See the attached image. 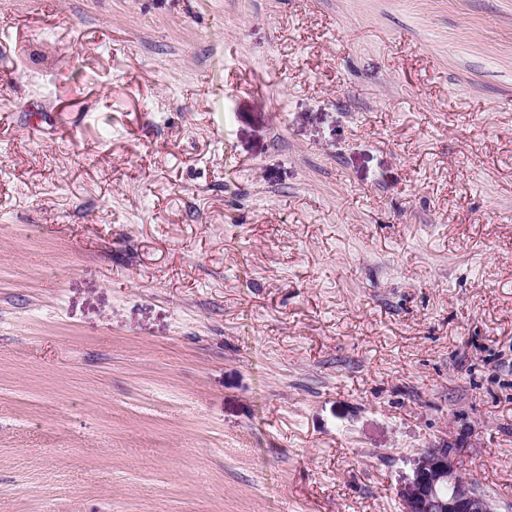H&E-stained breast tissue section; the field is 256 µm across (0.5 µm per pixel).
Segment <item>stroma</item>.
Wrapping results in <instances>:
<instances>
[{"label":"stroma","mask_w":512,"mask_h":512,"mask_svg":"<svg viewBox=\"0 0 512 512\" xmlns=\"http://www.w3.org/2000/svg\"><path fill=\"white\" fill-rule=\"evenodd\" d=\"M512 512V0H0V512ZM448 482V496L439 491ZM402 512H493L492 500L460 476L446 448H428L397 489Z\"/></svg>","instance_id":"stroma-1"}]
</instances>
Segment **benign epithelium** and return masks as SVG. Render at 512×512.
Wrapping results in <instances>:
<instances>
[{
	"mask_svg": "<svg viewBox=\"0 0 512 512\" xmlns=\"http://www.w3.org/2000/svg\"><path fill=\"white\" fill-rule=\"evenodd\" d=\"M448 484V495L439 486ZM402 512H494L492 500L460 476L446 448H428L397 489Z\"/></svg>",
	"mask_w": 512,
	"mask_h": 512,
	"instance_id": "obj_1",
	"label": "benign epithelium"
}]
</instances>
